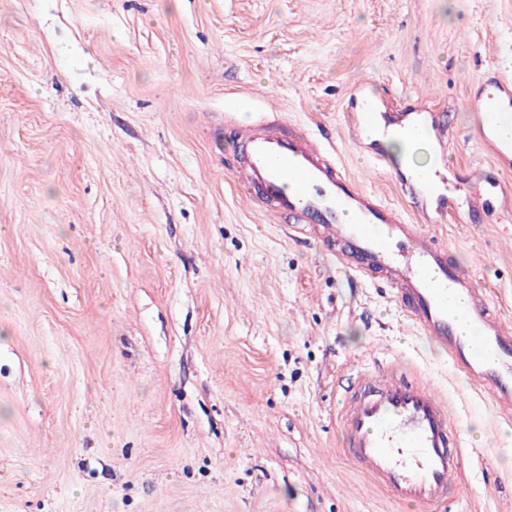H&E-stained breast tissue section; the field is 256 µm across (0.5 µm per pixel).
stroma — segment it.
<instances>
[{"instance_id":"obj_1","label":"stroma","mask_w":512,"mask_h":512,"mask_svg":"<svg viewBox=\"0 0 512 512\" xmlns=\"http://www.w3.org/2000/svg\"><path fill=\"white\" fill-rule=\"evenodd\" d=\"M512 76V0H0V512H425L339 452L357 375L417 377L462 428L447 512H512V422L382 281L240 193L226 117L276 109L446 247L512 326V168L470 134ZM448 123L424 216L353 136L356 88ZM410 182L416 189L418 195L425 201L426 213H428L427 205L434 207L437 213L440 211H448V208L451 210H460L457 197L450 195L449 186L447 193L442 187L440 171L437 168L418 174L414 179L411 178ZM499 186L498 179L481 174L471 184V189L466 193L463 204L467 207V212L472 214L484 209L488 200L497 195Z\"/></svg>"}]
</instances>
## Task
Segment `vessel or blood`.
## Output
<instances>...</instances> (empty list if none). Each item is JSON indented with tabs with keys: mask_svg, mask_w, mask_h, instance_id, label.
<instances>
[{
	"mask_svg": "<svg viewBox=\"0 0 512 512\" xmlns=\"http://www.w3.org/2000/svg\"><path fill=\"white\" fill-rule=\"evenodd\" d=\"M477 138L503 166L512 165V141L498 130L512 125V80L487 84L470 101ZM439 138L428 109L385 119L362 100L356 129H395L407 123ZM246 165L244 195L296 229H314L329 253L355 275L386 282L409 320L436 342L451 370L488 394L496 413L512 418V332L471 278L448 265L447 252L418 225L404 223L374 194L356 187L328 149L302 131L282 135L269 117L239 129ZM436 211L485 208L499 181L479 176L464 201L446 193L439 170L411 181ZM341 452L385 488L395 502L439 508L459 493L465 464L462 435L446 402L413 378L364 375L339 416Z\"/></svg>",
	"mask_w": 512,
	"mask_h": 512,
	"instance_id": "1",
	"label": "vessel or blood"
}]
</instances>
